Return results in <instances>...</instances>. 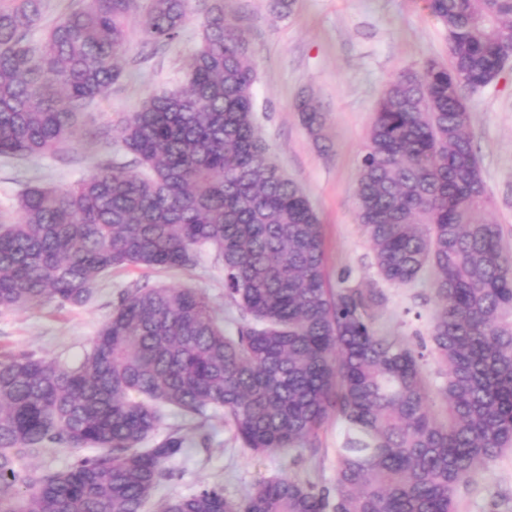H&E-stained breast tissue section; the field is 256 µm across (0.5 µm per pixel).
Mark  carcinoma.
I'll use <instances>...</instances> for the list:
<instances>
[{
	"instance_id": "1",
	"label": "carcinoma",
	"mask_w": 512,
	"mask_h": 512,
	"mask_svg": "<svg viewBox=\"0 0 512 512\" xmlns=\"http://www.w3.org/2000/svg\"><path fill=\"white\" fill-rule=\"evenodd\" d=\"M193 2L77 0L35 40L49 0H0V156L68 146L125 75L129 18L172 41ZM200 2L185 86L148 94L118 129L140 169L29 186L19 218L0 211V311L79 306L115 269L188 270L211 248L235 332L198 289L135 285L80 365L1 356L0 512H144L186 443L156 438L169 406L198 427L223 413L255 455L317 456L331 416L345 433L328 485L276 476L239 500L203 486L161 512H457L456 492L512 449V252L485 214L468 106L512 61V0H428L448 58L388 82L361 154L354 200L378 277L433 274L415 342L375 330L376 284L328 288L319 216L256 122L246 31L224 0ZM299 112L322 127L312 102ZM54 446L93 453L64 471L25 463Z\"/></svg>"
}]
</instances>
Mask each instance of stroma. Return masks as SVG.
<instances>
[{
	"instance_id": "1",
	"label": "stroma",
	"mask_w": 512,
	"mask_h": 512,
	"mask_svg": "<svg viewBox=\"0 0 512 512\" xmlns=\"http://www.w3.org/2000/svg\"><path fill=\"white\" fill-rule=\"evenodd\" d=\"M225 6L243 17L258 63L256 115L270 156L303 189L320 217L331 287L339 288L345 271L354 284L377 281L373 251L354 203L361 151L390 79L426 59L446 58L442 23L426 0H297L284 15L271 13L267 0H226ZM200 22V14H193L176 40L156 45L142 41L141 19L131 17V78L112 85L84 112L77 139L62 151L23 162L0 157V210H15L19 192L28 186H68L105 165L135 168L133 157L118 150L114 132L148 93L185 84L182 62L200 43ZM305 97L325 116L320 135L301 121L297 105ZM469 107L470 133L490 198L487 213L512 245V65L471 95ZM136 283L197 288L215 307L224 305L223 267L212 252L202 253L190 270L119 269L98 283L84 306L47 302L0 312V351H26L79 365L119 292ZM383 291L386 301L376 315V329L411 341L427 336L434 308L429 276L405 287L387 284ZM177 427L187 431L185 454L174 462L173 478L155 489L149 512L205 485L221 486L226 497L235 499L259 480L280 474L331 481L344 433L340 423L328 420L318 433L324 453L314 463L293 453L254 455L237 447L219 413L200 432L190 429L179 411H170L162 428ZM494 498L501 500V512H512V450L458 490L457 512H485Z\"/></svg>"
}]
</instances>
